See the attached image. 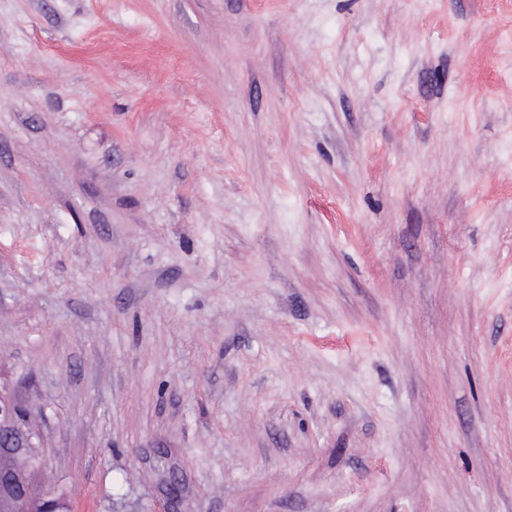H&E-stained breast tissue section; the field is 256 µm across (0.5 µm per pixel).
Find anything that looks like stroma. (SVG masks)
Segmentation results:
<instances>
[{"instance_id": "1", "label": "stroma", "mask_w": 512, "mask_h": 512, "mask_svg": "<svg viewBox=\"0 0 512 512\" xmlns=\"http://www.w3.org/2000/svg\"><path fill=\"white\" fill-rule=\"evenodd\" d=\"M0 387L74 512H512V0H0Z\"/></svg>"}]
</instances>
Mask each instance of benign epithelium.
Instances as JSON below:
<instances>
[{"label":"benign epithelium","instance_id":"obj_1","mask_svg":"<svg viewBox=\"0 0 512 512\" xmlns=\"http://www.w3.org/2000/svg\"><path fill=\"white\" fill-rule=\"evenodd\" d=\"M41 434L22 418L21 407L15 398L0 388V509L3 512H34L35 499L57 505L54 490L38 486L36 472L41 466Z\"/></svg>","mask_w":512,"mask_h":512}]
</instances>
